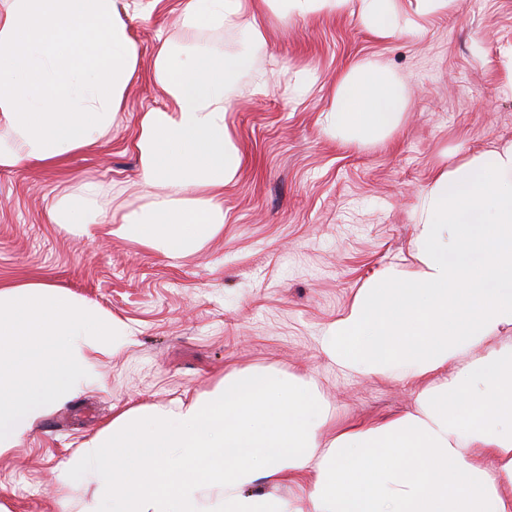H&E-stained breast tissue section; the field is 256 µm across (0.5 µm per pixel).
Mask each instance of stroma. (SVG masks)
<instances>
[{
    "label": "stroma",
    "mask_w": 512,
    "mask_h": 512,
    "mask_svg": "<svg viewBox=\"0 0 512 512\" xmlns=\"http://www.w3.org/2000/svg\"><path fill=\"white\" fill-rule=\"evenodd\" d=\"M143 64L110 132L56 166L0 169V282L37 278L98 303L131 336L96 365L97 384L53 406L0 455V503L9 512H83L96 496L84 473H60L69 454L114 413L175 411L230 373L269 369L314 379L330 438L345 421L413 409L420 382L357 378L318 339L386 267L416 265V219L437 166L512 142V0H457L425 30L388 39L365 29L354 0L308 19H270L266 47L235 83L227 115L242 153L224 189V231L172 260L130 240L78 237L52 224L55 199L79 181L101 186L103 217L143 202L133 141L160 99L147 62L180 39L181 0H128ZM366 58L404 83L401 123L370 143L324 135L337 78ZM317 83L293 97L281 69ZM268 82L255 89L257 79Z\"/></svg>",
    "instance_id": "obj_1"
}]
</instances>
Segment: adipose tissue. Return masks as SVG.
<instances>
[{
	"label": "adipose tissue",
	"mask_w": 512,
	"mask_h": 512,
	"mask_svg": "<svg viewBox=\"0 0 512 512\" xmlns=\"http://www.w3.org/2000/svg\"><path fill=\"white\" fill-rule=\"evenodd\" d=\"M345 0H183L184 40L161 41L150 72L162 103L142 112L134 149L144 204L115 235L171 259L224 230V189L242 158L227 123L228 89L251 67L201 33L231 28L264 45L262 19L306 17ZM360 0L379 37L419 33L453 0ZM122 0H7L0 8V169L51 165L106 135L139 69ZM407 110L381 61L336 81L324 132L382 138ZM100 186L54 203L52 223L89 238L104 228ZM416 269L382 270L319 338L360 377L427 379L413 410L342 428L321 443L313 382L246 370L168 413L133 408L85 441L69 470L98 479L85 512H512V144L439 170L417 217ZM95 302L28 279L0 283V454L56 402L95 381L96 361L128 336ZM448 377H441V370ZM293 487L290 497L271 486Z\"/></svg>",
	"instance_id": "1"
}]
</instances>
